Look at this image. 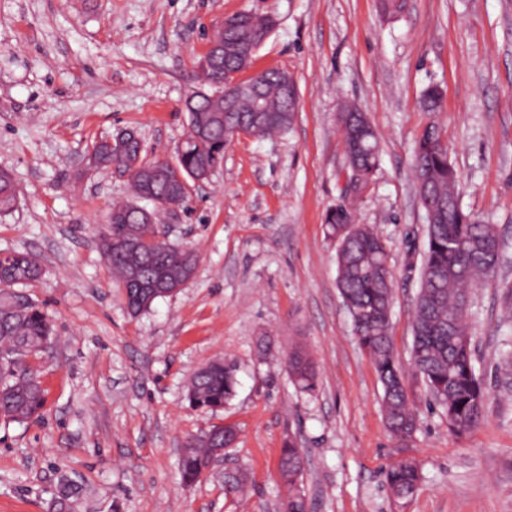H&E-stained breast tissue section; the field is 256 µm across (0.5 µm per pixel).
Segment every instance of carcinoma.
<instances>
[{"label": "carcinoma", "mask_w": 512, "mask_h": 512, "mask_svg": "<svg viewBox=\"0 0 512 512\" xmlns=\"http://www.w3.org/2000/svg\"><path fill=\"white\" fill-rule=\"evenodd\" d=\"M276 26L270 15H255L244 22L242 14L224 20V74L244 69V52L253 56ZM251 32L252 47H243L242 36ZM209 90L196 91L184 103L189 117V134L177 151V166L185 175L199 167L217 168L224 158V146L243 131L253 135L284 133L294 122L288 111L285 86L294 83L288 72L269 70L263 85L265 120H254V98L239 94L229 109H224V129H214L207 142L198 144L197 129L206 124L217 106L214 92L215 71H202ZM442 93L428 87L421 100L422 110L437 112ZM365 113L345 104L340 121L345 155L350 170L342 200L327 217L331 237L336 241L337 288L353 322L360 346L369 354L382 384V404L388 430L400 439L411 437L417 429L405 375L399 366L390 336L394 273L388 262L386 242L368 224H358L355 206L380 165L374 130L366 128ZM130 152L138 158L139 172L132 185L134 195L155 207H163L170 183L155 176L165 161L148 160L135 142ZM412 169L427 218V247L424 252L420 286L414 300L411 364L420 376L430 399L448 418V428L460 433L476 427L484 418L486 392L473 365V336L467 311L473 288L487 282L505 258L506 243L493 224H481L461 208L457 199L458 175L448 157V145L439 136L435 124L424 126L418 136ZM16 187L12 177L0 171V211L12 208ZM139 205L132 202L112 207V223L99 238V247L123 288L127 308L132 315L148 310L160 292L143 283L164 281L167 285L183 282L194 270L197 254H188L179 245L157 240L154 225L142 221ZM138 249V274L131 273L129 244ZM1 286L26 284L40 275V261L28 253H12L3 263ZM54 326L50 317L22 296L0 291V418L24 422L39 416L45 407V391L26 363L39 357L52 344ZM294 382L304 391L316 387V369L305 349L294 346L284 356ZM236 365L231 361L212 362L193 377L187 387V399L195 408L215 410L224 407L236 394ZM224 426L211 429L186 442L178 461L183 482L197 481L209 465L213 441H221ZM280 476L288 489L286 512H307L300 488L303 457L300 449L288 444L280 458ZM421 481L413 460H401L387 471L386 483L392 495L408 499ZM76 487L61 481L52 502L53 512H65Z\"/></svg>", "instance_id": "obj_1"}]
</instances>
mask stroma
Masks as SVG:
<instances>
[{
  "label": "stroma",
  "instance_id": "35a3bbf8",
  "mask_svg": "<svg viewBox=\"0 0 512 512\" xmlns=\"http://www.w3.org/2000/svg\"><path fill=\"white\" fill-rule=\"evenodd\" d=\"M248 10L277 25L257 70L284 69L299 90L285 133L239 136L187 203L161 212L166 239L192 247L191 279L130 315L98 247L129 178L89 170L100 139L131 129L147 158L175 161L188 132L184 102L224 17ZM431 85L440 112H422ZM367 112L380 166L357 210L386 240L394 271L391 336L409 366L412 309L426 247V212L412 155L437 126L458 173L461 207L496 225L507 260L469 311L483 421L449 432L409 375L419 428L388 430L382 388L336 288L326 216L347 164L342 104ZM17 201L0 214V253L36 254L38 279L16 291L43 307L57 339L34 366L41 417L0 420V512H50L57 487H80L70 512H283L278 476L287 443L302 450L309 512H512V0H0V171ZM295 344L317 372L300 391L282 357ZM214 360L237 366L224 408L190 406L186 388ZM227 424L237 440L197 482L178 461L188 437ZM415 460L416 493L394 498V463ZM243 472L247 491H227Z\"/></svg>",
  "mask_w": 512,
  "mask_h": 512
}]
</instances>
